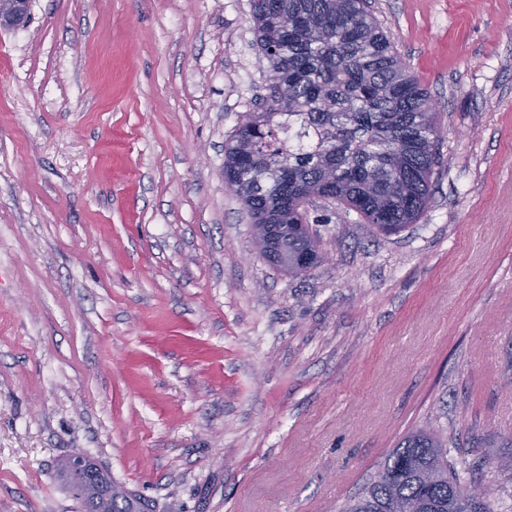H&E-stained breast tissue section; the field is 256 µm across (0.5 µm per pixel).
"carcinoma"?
<instances>
[{
  "instance_id": "carcinoma-1",
  "label": "carcinoma",
  "mask_w": 512,
  "mask_h": 512,
  "mask_svg": "<svg viewBox=\"0 0 512 512\" xmlns=\"http://www.w3.org/2000/svg\"><path fill=\"white\" fill-rule=\"evenodd\" d=\"M251 5L269 83L224 146V181L263 227L265 259L298 276L322 261L310 229L318 199L384 234L419 222L440 160L438 113L369 0ZM447 445L429 427L411 431L343 512H504L491 495L454 493ZM110 512L145 504L130 494Z\"/></svg>"
}]
</instances>
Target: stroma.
I'll list each match as a JSON object with an SVG mask.
<instances>
[{
    "mask_svg": "<svg viewBox=\"0 0 512 512\" xmlns=\"http://www.w3.org/2000/svg\"><path fill=\"white\" fill-rule=\"evenodd\" d=\"M440 116L423 218L290 277L224 182L250 0H31L0 31V512H341L406 432L512 501V0H371ZM66 461H67V459L60 464L58 471H59L60 477H61L64 485L67 487L69 492L71 489L70 493H72L74 496L81 497L85 486L89 483H94V482H96L100 485L101 492L103 493L104 496L112 497V494L119 491V488L116 486H113L112 483L108 484V485H102L99 481H97L95 479V477H92L91 479H86L84 482H82L76 486H73L71 488V484H72V480H73L72 472L82 474L87 471V465H86L85 458L83 456L76 455V456L72 457V459H71V470H72V472H71V470L67 467Z\"/></svg>",
    "mask_w": 512,
    "mask_h": 512,
    "instance_id": "1",
    "label": "stroma"
}]
</instances>
